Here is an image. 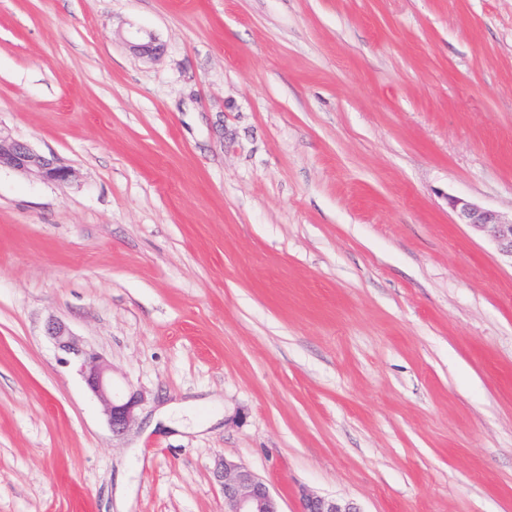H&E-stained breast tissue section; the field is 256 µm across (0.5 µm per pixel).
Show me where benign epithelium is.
Listing matches in <instances>:
<instances>
[{
	"instance_id": "benign-epithelium-1",
	"label": "benign epithelium",
	"mask_w": 512,
	"mask_h": 512,
	"mask_svg": "<svg viewBox=\"0 0 512 512\" xmlns=\"http://www.w3.org/2000/svg\"><path fill=\"white\" fill-rule=\"evenodd\" d=\"M1 167L57 184H65L73 176L72 169L62 165L54 156H46L23 141L2 134ZM448 205L460 223L487 234L499 253L512 259V220H506L462 197H449ZM46 334L60 352L75 362L87 388L102 403L112 433L125 432L135 421L140 395L132 392L122 400L114 399L110 365L94 348L81 344L64 322L49 320ZM214 476L223 489L224 512H280L278 501L269 488L245 464L225 458L217 464ZM295 498L297 512H359L350 502L320 496L305 487L295 491Z\"/></svg>"
}]
</instances>
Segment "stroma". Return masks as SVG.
<instances>
[{"instance_id": "35a3bbf8", "label": "stroma", "mask_w": 512, "mask_h": 512, "mask_svg": "<svg viewBox=\"0 0 512 512\" xmlns=\"http://www.w3.org/2000/svg\"><path fill=\"white\" fill-rule=\"evenodd\" d=\"M0 130V512H512V0H0ZM8 167L33 179L65 184L73 176L72 169L62 165L53 155L46 156L29 144L2 135L0 130V168ZM448 205L457 215L459 223L486 233L499 253L512 260V218L506 220L495 211L462 197H449ZM46 334L55 347L77 365L87 388L102 403L112 434L125 432L135 421L140 395L132 392L122 400L114 399L110 365L94 348L81 344L64 322L50 319ZM225 512H282L269 488L249 467L224 458L214 470ZM296 512H360L353 503L317 495L305 487L295 491Z\"/></svg>"}]
</instances>
